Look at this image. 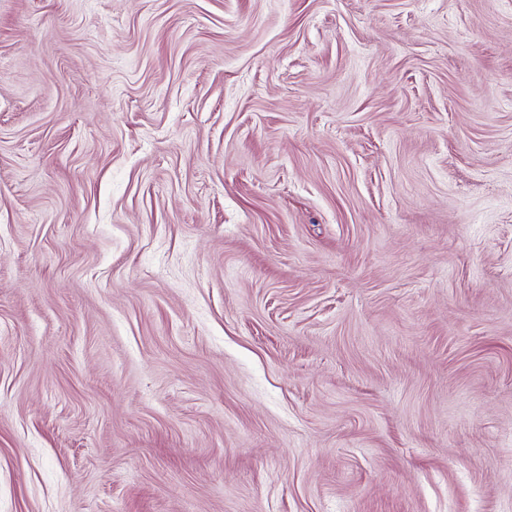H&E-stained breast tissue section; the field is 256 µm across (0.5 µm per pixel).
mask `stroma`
Masks as SVG:
<instances>
[{"label": "stroma", "mask_w": 512, "mask_h": 512, "mask_svg": "<svg viewBox=\"0 0 512 512\" xmlns=\"http://www.w3.org/2000/svg\"><path fill=\"white\" fill-rule=\"evenodd\" d=\"M0 512H512V0H0Z\"/></svg>", "instance_id": "obj_1"}]
</instances>
